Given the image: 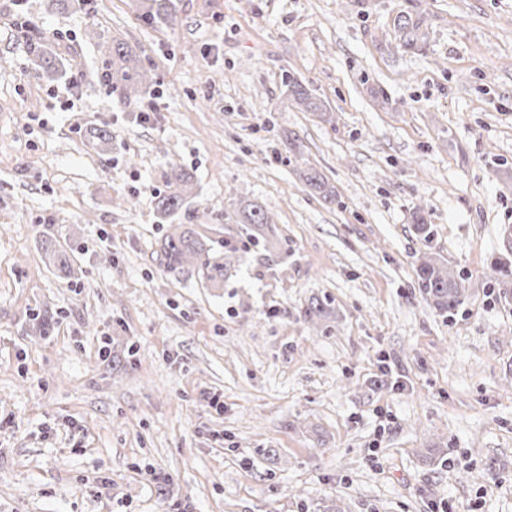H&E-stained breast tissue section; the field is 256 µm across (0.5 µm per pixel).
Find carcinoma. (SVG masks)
Segmentation results:
<instances>
[{"instance_id": "1", "label": "carcinoma", "mask_w": 512, "mask_h": 512, "mask_svg": "<svg viewBox=\"0 0 512 512\" xmlns=\"http://www.w3.org/2000/svg\"><path fill=\"white\" fill-rule=\"evenodd\" d=\"M174 0H148L141 19L169 22L174 19ZM422 19L410 14L398 15L393 20V27L398 33L399 44L405 49L417 46L421 35ZM23 32L29 42L30 53L37 68L45 73L59 74L65 78H76L68 72L64 62L54 53L50 38L45 36L40 27L27 18L21 23ZM102 59L100 78L107 86L123 94L127 99L137 96L147 78V71L139 64L136 52L122 40L99 44ZM288 97L308 112L323 111V104L312 95L310 89L301 80L288 85ZM87 139L93 148L108 151L112 148V130L106 127H92L87 132ZM299 170L300 179L326 204L336 202V190L326 176L309 162H303ZM168 191L155 198V209L165 220H175L186 212L193 198V175L180 164H169L166 177ZM413 228L419 238L428 241L433 230L427 224L425 209L417 207L412 213ZM234 222L242 226L251 240L262 243L264 248H276L273 224L274 220L266 209L256 201H241L234 210ZM42 247L50 260V265L66 274L71 273L72 263L69 254L52 235H45ZM157 258L159 266L166 270L180 269L192 265L202 272V277L209 288L224 287V278L231 268L242 262L240 249L224 237L211 236L200 229L198 224H174L160 242ZM416 288L419 294L433 308L450 316L462 304L465 296L463 278L448 268L435 253L424 252L417 259L415 269ZM494 275L503 288L504 299H509L512 292V261L498 262Z\"/></svg>"}]
</instances>
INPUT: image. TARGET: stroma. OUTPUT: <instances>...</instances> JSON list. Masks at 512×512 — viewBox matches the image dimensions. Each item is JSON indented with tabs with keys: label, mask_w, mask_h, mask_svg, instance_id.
Returning a JSON list of instances; mask_svg holds the SVG:
<instances>
[{
	"label": "stroma",
	"mask_w": 512,
	"mask_h": 512,
	"mask_svg": "<svg viewBox=\"0 0 512 512\" xmlns=\"http://www.w3.org/2000/svg\"><path fill=\"white\" fill-rule=\"evenodd\" d=\"M140 2L0 0V512H512V301L492 275L512 0H175L166 23ZM21 8L77 87L36 73ZM418 12L403 49L393 19ZM114 37L150 75L132 101L91 74ZM293 78L328 117L289 100ZM172 162L195 178L190 223L245 252L223 287L159 266ZM240 200L275 220L276 251L240 234ZM47 230L71 275L49 270ZM428 247L464 279L448 318L415 286ZM315 298L330 317L305 319ZM303 169L298 170L300 179L326 204L336 202V190L331 186L326 176L315 166L304 161Z\"/></svg>",
	"instance_id": "stroma-1"
}]
</instances>
